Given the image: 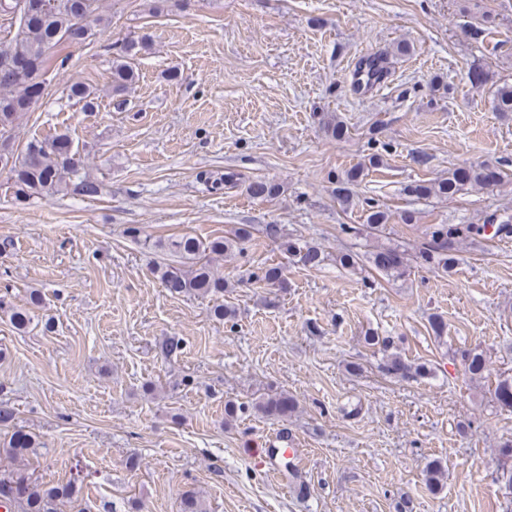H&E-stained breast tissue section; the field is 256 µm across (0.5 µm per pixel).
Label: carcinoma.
<instances>
[{"instance_id":"carcinoma-1","label":"carcinoma","mask_w":512,"mask_h":512,"mask_svg":"<svg viewBox=\"0 0 512 512\" xmlns=\"http://www.w3.org/2000/svg\"><path fill=\"white\" fill-rule=\"evenodd\" d=\"M43 0H0V19L9 23L10 37L0 41V140L13 137L16 121L23 112L30 110L42 94L46 83L45 54L60 46H79L91 36V23L100 20L99 0H61V4L50 11H43ZM149 47V37L130 36L121 43L109 46L112 53V94L124 95L139 78L135 64L138 56ZM375 71L381 83L389 73L387 61L379 56L359 64L358 70ZM67 98L83 108L93 107L92 92L79 83L69 86ZM494 111L512 112V84L500 85L493 98ZM380 158L371 156L368 164H360L336 177V198L343 204L351 203L350 186L363 180L368 167H376ZM81 158L74 147L73 138L67 132L58 133L43 140L26 144L17 155L10 169L15 198L26 200L35 195L50 196L71 189L75 194L95 196L99 185L80 175ZM501 173L485 165H469L448 172V177L431 183H416L407 187L409 193L427 198L432 195L452 196L462 186L471 184L489 187L500 181ZM206 187L218 192L224 185L233 182L231 176L205 171L199 174ZM280 191L279 185L262 178L251 180L247 186L249 195L256 199H273ZM388 214L378 207H370L364 224L370 234L382 231ZM486 225L433 224L429 227L426 241L417 254L424 265L447 273L458 264L457 244L469 235H479ZM249 235L241 227L235 238L215 237L203 242L191 235L172 239L168 249L183 259L180 266L165 265L158 268L159 278L173 296L215 297L224 294L226 281L211 266L210 256L224 255L233 248L234 240H243ZM286 253L298 258L302 266L309 269L321 266L325 260L322 251L307 243L282 241ZM371 262L376 270L385 274H402L406 268L405 254L396 248H383L373 253ZM256 280L271 287H285L284 269L278 264L268 265L256 275ZM0 312L9 317L18 330L30 322L29 312L11 307L0 300ZM465 375L471 379L484 377L487 360L483 351L476 348L460 353ZM386 374L410 380L424 374V367L406 362L397 355L384 364ZM494 398L500 407L512 409V376L497 381ZM297 408L295 397L286 392L266 393L253 405L256 413L270 419L283 420ZM38 447L36 438L21 430H13L9 439L0 444L3 453L16 460L29 450ZM502 477L512 488V439L500 445ZM444 470L440 462L432 461L426 468L425 480L430 490L441 486ZM78 493L73 481L52 486H43L31 480L21 468L0 474V502L9 504V512H57V502L72 499Z\"/></svg>"}]
</instances>
